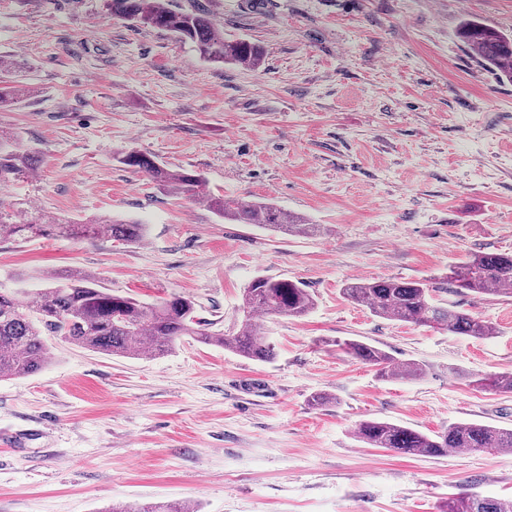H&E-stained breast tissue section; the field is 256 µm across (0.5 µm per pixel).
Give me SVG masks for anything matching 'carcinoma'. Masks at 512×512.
<instances>
[{
  "label": "carcinoma",
  "mask_w": 512,
  "mask_h": 512,
  "mask_svg": "<svg viewBox=\"0 0 512 512\" xmlns=\"http://www.w3.org/2000/svg\"><path fill=\"white\" fill-rule=\"evenodd\" d=\"M107 14L143 26L167 30L191 45L211 62L231 61L251 67L262 61L260 46L224 38L210 15L203 11L176 13L168 0H105ZM475 56L490 70L512 80V38L475 20L463 23L458 33ZM120 162L147 173L159 186L189 193L205 202L219 217L255 224L285 235H314L320 225L287 213L271 204L224 198L206 190L203 178L187 170L171 171L137 150L126 152ZM39 157L21 149L11 132L0 130V179L21 178L34 173ZM15 236L94 239L108 237L127 244L146 240L147 225L110 217L69 224L43 211L0 209V240ZM448 285L476 294L512 295V254L476 252L448 266ZM343 295L374 315L393 321L424 325L448 331L453 336L487 338L495 327L450 305L434 303L432 289L419 281L394 278L349 280ZM245 316L229 332L213 331L195 316L194 302L173 295L155 305L108 292L82 272L49 277L45 288L33 293L23 304L11 293L0 291V378L22 377L42 370L51 360L44 333H52L85 349L113 356L140 353L161 355L185 337L237 352L245 357L269 361L274 346L262 331L256 315L301 317L313 307L307 289L287 279L259 276L243 291ZM351 359L378 367L384 378H406L421 372L415 363L392 364L380 348L358 340L337 342ZM474 385L512 393V372L480 376ZM356 434L373 448H383L407 456L442 457L450 450H512V429L470 421L454 423L429 435L387 420H367L358 424ZM112 512H195L187 503L119 506ZM447 512H512V502L462 492L448 499Z\"/></svg>",
  "instance_id": "obj_1"
}]
</instances>
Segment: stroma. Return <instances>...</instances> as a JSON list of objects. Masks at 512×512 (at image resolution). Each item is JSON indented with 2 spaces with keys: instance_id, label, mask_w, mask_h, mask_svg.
Instances as JSON below:
<instances>
[{
  "instance_id": "stroma-1",
  "label": "stroma",
  "mask_w": 512,
  "mask_h": 512,
  "mask_svg": "<svg viewBox=\"0 0 512 512\" xmlns=\"http://www.w3.org/2000/svg\"><path fill=\"white\" fill-rule=\"evenodd\" d=\"M206 8L260 66L213 63L171 32L108 17L104 0H0V55L32 95L0 128L36 174L0 181V205L83 222L146 224L145 242L0 241V289L83 271L155 304L190 297L229 330L258 276L301 283L314 309L262 323L255 361L181 340L119 357L48 337L42 371L0 379V512H108L185 501L196 512H445L462 491L512 500V452L403 456L354 435L387 419L426 434L477 421L512 429V296L446 290L448 266L512 252V82L459 38L512 35V0H173ZM135 149L201 174L216 194L323 225L283 235L219 218L120 163ZM421 281L492 323L477 339L374 316L352 278ZM357 339L413 379H385L336 347ZM330 403L311 406L314 394Z\"/></svg>"
}]
</instances>
